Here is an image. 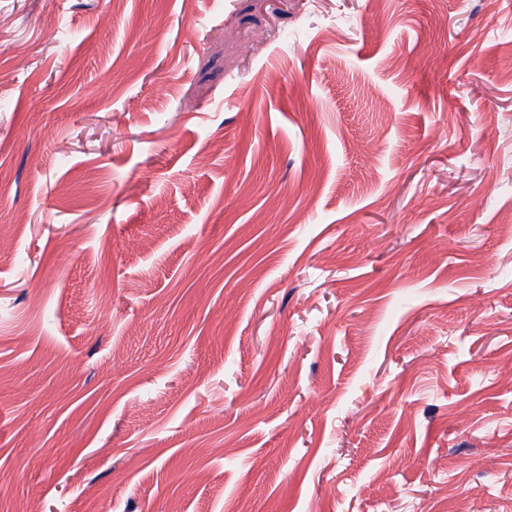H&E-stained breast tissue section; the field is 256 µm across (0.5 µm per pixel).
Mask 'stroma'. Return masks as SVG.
I'll use <instances>...</instances> for the list:
<instances>
[{
  "label": "stroma",
  "mask_w": 512,
  "mask_h": 512,
  "mask_svg": "<svg viewBox=\"0 0 512 512\" xmlns=\"http://www.w3.org/2000/svg\"><path fill=\"white\" fill-rule=\"evenodd\" d=\"M509 57L512 0H0V512H512Z\"/></svg>",
  "instance_id": "1"
}]
</instances>
